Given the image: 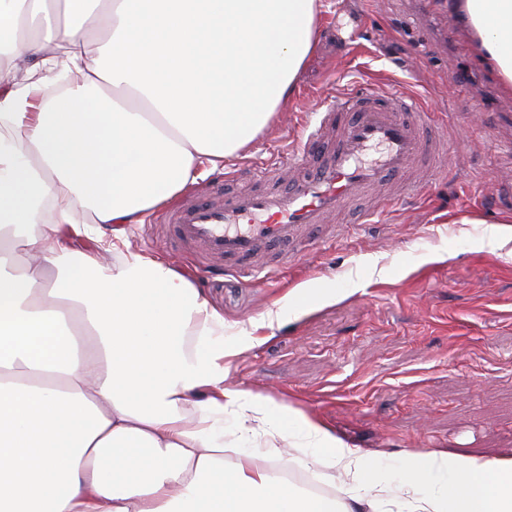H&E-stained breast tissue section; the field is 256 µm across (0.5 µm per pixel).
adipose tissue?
Wrapping results in <instances>:
<instances>
[{"label": "adipose tissue", "instance_id": "adipose-tissue-1", "mask_svg": "<svg viewBox=\"0 0 512 512\" xmlns=\"http://www.w3.org/2000/svg\"><path fill=\"white\" fill-rule=\"evenodd\" d=\"M323 0H0V512H512V458L387 460L303 411L224 385L256 342L181 271L138 251L103 265L62 228L139 224L247 150L316 48ZM480 59L512 93V0H457ZM104 16L109 39L85 22ZM38 58L77 78L34 101ZM65 204L33 225L37 200ZM303 287L272 330L336 302ZM299 452L342 501L265 459Z\"/></svg>", "mask_w": 512, "mask_h": 512}]
</instances>
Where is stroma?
<instances>
[{"label":"stroma","mask_w":512,"mask_h":512,"mask_svg":"<svg viewBox=\"0 0 512 512\" xmlns=\"http://www.w3.org/2000/svg\"><path fill=\"white\" fill-rule=\"evenodd\" d=\"M318 44L283 112L254 146L198 169L259 190V171L299 147L305 113L375 82L417 96L436 119L450 176L415 164L416 193L389 188L392 208L361 223L364 200L307 233L285 266L247 283L199 249H169L162 209L124 227L93 224L82 251L112 260L131 248L186 272L226 322L255 329L226 364L227 388L271 396L327 423L364 451L446 450L512 456V240L487 237L512 207V93L482 64L448 0H328ZM311 285L347 291L280 329L273 304Z\"/></svg>","instance_id":"35a3bbf8"}]
</instances>
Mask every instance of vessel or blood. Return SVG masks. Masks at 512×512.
<instances>
[{"label": "vessel or blood", "mask_w": 512, "mask_h": 512, "mask_svg": "<svg viewBox=\"0 0 512 512\" xmlns=\"http://www.w3.org/2000/svg\"><path fill=\"white\" fill-rule=\"evenodd\" d=\"M305 132V148L288 156L298 175L286 189L230 193L224 182L208 185L164 216L173 239L252 277L256 257H282L296 230L322 223L361 192L402 179L434 146L429 113L376 84L332 99Z\"/></svg>", "instance_id": "b4317fda"}]
</instances>
